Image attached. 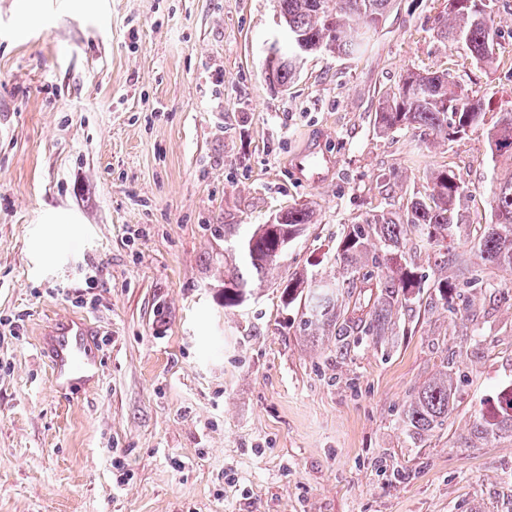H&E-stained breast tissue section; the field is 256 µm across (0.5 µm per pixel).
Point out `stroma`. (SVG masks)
Returning a JSON list of instances; mask_svg holds the SVG:
<instances>
[{
	"label": "stroma",
	"instance_id": "35a3bbf8",
	"mask_svg": "<svg viewBox=\"0 0 512 512\" xmlns=\"http://www.w3.org/2000/svg\"><path fill=\"white\" fill-rule=\"evenodd\" d=\"M0 0V512H512V438L468 437L512 381V284L454 317L421 293L384 345L299 328L275 284L220 297L238 245L291 207L314 222L276 276L339 274L344 229L468 183L491 220L487 127L512 100V0H491L499 58L441 42L448 0H395L368 49L310 55L265 77L286 41L277 0H49L12 35ZM448 71L485 124L442 141L375 125L408 71ZM323 134L336 173L298 183L289 159ZM86 318L97 376L57 390L39 338ZM458 402L406 431L409 395L446 362Z\"/></svg>",
	"mask_w": 512,
	"mask_h": 512
}]
</instances>
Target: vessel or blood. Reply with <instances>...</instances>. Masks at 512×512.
Instances as JSON below:
<instances>
[{"label": "vessel or blood", "instance_id": "vessel-or-blood-1", "mask_svg": "<svg viewBox=\"0 0 512 512\" xmlns=\"http://www.w3.org/2000/svg\"><path fill=\"white\" fill-rule=\"evenodd\" d=\"M290 168L302 181L320 186L333 175L335 163L320 149L317 138L312 137L292 156ZM96 334L93 324L85 319H72L44 332L42 345L50 354L56 387H64L66 376L81 374L90 364L85 347L94 342Z\"/></svg>", "mask_w": 512, "mask_h": 512}]
</instances>
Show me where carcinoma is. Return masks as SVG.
<instances>
[{"label": "carcinoma", "instance_id": "obj_1", "mask_svg": "<svg viewBox=\"0 0 512 512\" xmlns=\"http://www.w3.org/2000/svg\"><path fill=\"white\" fill-rule=\"evenodd\" d=\"M393 0H278L280 16L288 28V44L278 49L275 81L282 87L294 79L303 61L300 48L311 53L355 55L368 44L385 19ZM437 34L452 46L469 51L474 61L488 66L498 59L494 18L487 0H448V11L436 20ZM486 108L482 98L459 87L443 71H410L394 91L387 94L377 112L378 127L384 131L421 128L428 134L451 140L483 124ZM491 162L512 161V104L500 109L487 133ZM466 194L462 177L441 169L430 177L429 193L406 203L400 212L374 215L362 224H350L336 247L339 278H311L293 272L280 279L281 299L299 303L300 330L312 333L341 324L345 332L370 336L381 343L395 324L399 311L409 307L414 290L422 282L407 265L398 262L407 236L420 238L435 251L438 276L430 285L437 302L453 315L469 311L467 298L461 304L448 303L456 285L448 269L465 276L469 288L491 285L484 271H512V175L496 179L490 201L488 224H466L461 199ZM309 208H291L277 223L288 225L296 238L313 223ZM464 238L482 261V267H468L464 255L456 252L455 241ZM286 245L269 224H258L239 245L241 264L227 275L231 287L224 289V306L232 307L251 294L253 282L263 283L276 269ZM388 267L384 274L368 268ZM454 366L413 391L406 402L403 423L415 433L429 432L448 420L455 404ZM494 415L475 416L470 438L490 439L512 436V388L509 397H495Z\"/></svg>", "mask_w": 512, "mask_h": 512}]
</instances>
